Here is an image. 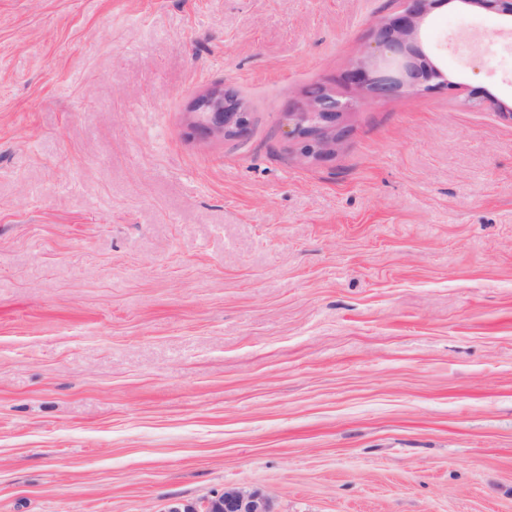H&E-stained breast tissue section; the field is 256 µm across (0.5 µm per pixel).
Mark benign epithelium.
I'll return each instance as SVG.
<instances>
[{
  "mask_svg": "<svg viewBox=\"0 0 512 512\" xmlns=\"http://www.w3.org/2000/svg\"><path fill=\"white\" fill-rule=\"evenodd\" d=\"M447 0H401V10L386 15L374 25L372 40L346 72L348 82L363 97L378 99L397 96L407 88H417L443 73L430 63L415 33L430 10ZM512 18V0H460ZM347 110V103L336 98L326 86L308 89L301 101L288 110V135L297 140L301 155L328 157L345 130L337 125ZM198 116L197 126L212 136L242 140L249 135L252 116L248 106L234 92L215 88L192 106ZM168 512H272L269 502L256 492L227 488L224 493L199 508L178 503Z\"/></svg>",
  "mask_w": 512,
  "mask_h": 512,
  "instance_id": "obj_1",
  "label": "benign epithelium"
}]
</instances>
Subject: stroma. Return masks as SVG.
<instances>
[{
    "instance_id": "1",
    "label": "stroma",
    "mask_w": 512,
    "mask_h": 512,
    "mask_svg": "<svg viewBox=\"0 0 512 512\" xmlns=\"http://www.w3.org/2000/svg\"><path fill=\"white\" fill-rule=\"evenodd\" d=\"M398 6L0 0V512H512V24L449 0L448 85L362 99ZM347 108L329 88L318 85L286 112L288 137L297 140L302 156L321 159L332 153L336 141L344 136L345 130L336 122ZM192 112L198 116L196 125L209 135L235 140L249 135L252 116L248 106L236 93L223 86L197 99ZM168 512H272L269 502L256 492L238 488L224 489V493L209 500L203 508L178 503Z\"/></svg>"
}]
</instances>
